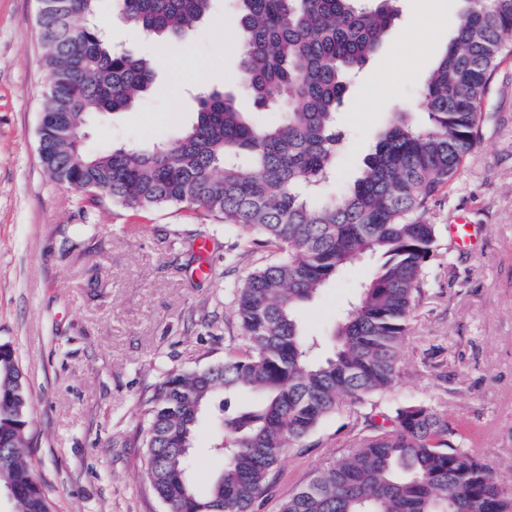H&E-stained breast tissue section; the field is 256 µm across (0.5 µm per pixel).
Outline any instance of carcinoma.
<instances>
[{
    "label": "carcinoma",
    "instance_id": "cac0c4a2",
    "mask_svg": "<svg viewBox=\"0 0 512 512\" xmlns=\"http://www.w3.org/2000/svg\"><path fill=\"white\" fill-rule=\"evenodd\" d=\"M97 0H40L38 30L50 80L39 157L57 184L107 197L136 214L189 209L278 251L237 289L246 345L205 368L163 375L147 398L144 476L168 512H255L286 449L345 405L388 391L399 372L412 307L436 243L419 220L479 142L482 105L512 54V0H464L463 18L426 77L425 127L395 119L352 188L324 198L336 178V111L349 76L387 36L393 0H233L236 76L258 120L233 95L197 96L180 136L142 147L83 146L100 116L133 107L157 62L117 48L96 18ZM148 36L185 38L213 0H115ZM380 261L330 337L314 351L298 310L357 259ZM219 401L211 451L222 469L204 488L188 476L201 416ZM29 396L15 350L0 345V484L15 512H54L27 460ZM356 451L318 472L279 512H512V488L463 448L430 406L370 420Z\"/></svg>",
    "mask_w": 512,
    "mask_h": 512
}]
</instances>
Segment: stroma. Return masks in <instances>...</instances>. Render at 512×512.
Returning <instances> with one entry per match:
<instances>
[{"mask_svg": "<svg viewBox=\"0 0 512 512\" xmlns=\"http://www.w3.org/2000/svg\"><path fill=\"white\" fill-rule=\"evenodd\" d=\"M397 8L339 108L342 160L326 194L353 184L397 116L427 122L419 93L465 3L432 0L422 10L418 0H398ZM37 9L38 0H0V344L15 349L29 394V462L56 512H167L133 440L146 395L164 373L204 368L243 346L237 288L273 255L243 232L173 207L145 215L140 228L119 205L85 210L76 191L48 177L38 153L48 72ZM231 17L228 0H215L188 41L148 39L115 0H99L113 44L165 63L139 103L90 124L87 148L175 137L199 90L237 91ZM483 111L476 150L422 215L437 243L395 385L360 414L341 408L288 448L257 512H277L317 471L351 454L366 419L413 404L439 409L464 448L512 484V58L496 71ZM460 218L480 229L476 246L449 236ZM199 234L212 248L203 277L194 273ZM375 267L366 257L329 281L302 310L303 329L328 336ZM215 436L203 417L190 452L196 485L220 470L209 453Z\"/></svg>", "mask_w": 512, "mask_h": 512, "instance_id": "stroma-1", "label": "stroma"}]
</instances>
